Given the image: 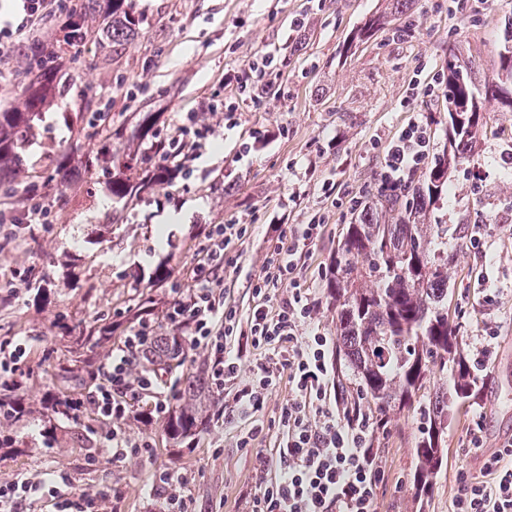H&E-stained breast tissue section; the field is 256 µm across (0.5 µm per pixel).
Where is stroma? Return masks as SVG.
I'll list each match as a JSON object with an SVG mask.
<instances>
[{
    "mask_svg": "<svg viewBox=\"0 0 512 512\" xmlns=\"http://www.w3.org/2000/svg\"><path fill=\"white\" fill-rule=\"evenodd\" d=\"M131 6L140 33L120 54L105 44L64 52L73 93L109 105L116 127L136 112L160 113L161 137L176 113L198 112L216 100L237 103V122L219 129L191 177L126 205L112 200L111 162H99L79 185L64 188L62 211L44 229L54 241L50 251L26 237L0 248V275L13 282L0 288V344L24 342L27 386L25 414L6 429L15 446L0 449V483L62 469L75 489L106 497L117 512H145L153 474L181 469L192 475L189 512H241L239 494L251 481L257 451L273 448L280 437L287 387L257 413L263 433L255 447H238L239 419L220 425L206 417L191 443L174 444L161 422L135 417L130 434L153 439L152 452L94 466L86 437L91 415L62 418L46 406L45 395L82 392L76 379L64 378V369L98 365L119 344L123 333L115 324L133 315L144 287L164 304L166 286L154 273L162 267L169 279L182 278L194 257L196 228L205 222L249 227L235 247L237 268L224 270V302L244 316L272 217L284 214L299 224L327 214L321 238L301 264L320 300L319 323L336 336L329 261L353 218L350 199L368 202L378 195L380 144L419 117L433 122V155L444 149L438 121L448 111L446 97L404 106L409 84L446 74L452 56L471 67L474 82L495 79L501 21L512 14V0H484L478 7L472 0H410L404 15L349 51L344 45L352 33L386 12L388 0H131ZM303 15L309 26L300 36L290 24ZM402 26L407 35L396 36ZM270 50L286 57L288 70L256 105L225 84L224 74ZM482 110L486 126L468 159L451 170L450 194L436 218L467 239L461 247L448 244V292L460 348L471 354L492 336L490 365L479 399L452 412L447 463L428 498H418L413 485L417 418L404 413L388 423L378 439L385 471L380 512H448L460 471L480 467L466 446L473 420L483 423L487 450L512 437V111L493 101ZM327 179L336 184L331 200L321 192ZM296 189L301 197L292 207L288 196ZM178 213L181 224L158 240L163 219ZM30 276L39 289L28 287ZM106 324L115 328L110 343L84 338L87 326Z\"/></svg>",
    "mask_w": 512,
    "mask_h": 512,
    "instance_id": "obj_1",
    "label": "stroma"
}]
</instances>
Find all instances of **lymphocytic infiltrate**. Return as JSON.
Here are the masks:
<instances>
[{"instance_id": "1", "label": "lymphocytic infiltrate", "mask_w": 512, "mask_h": 512, "mask_svg": "<svg viewBox=\"0 0 512 512\" xmlns=\"http://www.w3.org/2000/svg\"><path fill=\"white\" fill-rule=\"evenodd\" d=\"M75 0H16L11 21L0 25V58L16 52L22 35L36 46L47 42V18H63ZM284 62L265 56L239 65L227 76L241 93L256 99L284 78ZM237 108L210 106L205 112H181L171 124L169 148L145 176L163 169L169 178L189 172L206 153L221 126L234 125ZM431 136L423 121L404 128L384 149L381 177L393 186L408 183L431 152ZM60 206L59 192L27 193L0 203V228L19 236L22 229L48 224ZM325 216L312 217L291 233L280 234L266 255L252 289L253 305L246 320L226 306L224 259L247 232L241 224H203L197 232L195 258L187 279L172 281L161 316L141 312L130 319L120 344L100 363L91 390L79 396L48 395L55 413L77 419L91 413L101 424L100 447L112 462L151 451L150 438L131 437L132 417L154 422L171 411L173 384L141 364L162 326L178 330L207 355L209 391L222 399L227 384L235 391L229 407H218L216 419L248 418L238 445L252 447L261 432L252 418L280 385L289 395L280 408L282 437L274 453H257L254 482L243 495L242 512H378V487L384 479L376 445L380 426L366 413H349L337 395L331 339L316 321L318 301L301 275L298 260L321 236ZM245 338L258 356L247 378L239 376L233 337ZM467 446L479 454L481 467L461 473L448 512H512V437L484 453L482 422L468 432ZM191 476L164 470L154 474L150 501L156 512H186L185 490ZM47 490L56 512H107L105 498L75 490L69 475L56 471L47 478H24L0 484V512H21L31 494Z\"/></svg>"}]
</instances>
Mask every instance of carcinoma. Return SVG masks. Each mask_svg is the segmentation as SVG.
I'll return each instance as SVG.
<instances>
[{
  "instance_id": "1",
  "label": "carcinoma",
  "mask_w": 512,
  "mask_h": 512,
  "mask_svg": "<svg viewBox=\"0 0 512 512\" xmlns=\"http://www.w3.org/2000/svg\"><path fill=\"white\" fill-rule=\"evenodd\" d=\"M102 12L111 18L112 52L118 53L137 32L139 20L129 0H77L69 15L57 24L59 48L97 41L87 17ZM385 16L369 18L355 30L353 46L385 25ZM506 38L497 52L496 85L512 88V15L505 19ZM448 120L447 145L436 162L418 179L391 191L381 188L376 203L364 207L342 231L330 261L327 293L336 305L339 351L356 377L355 410L366 401L389 423L407 410L418 418L414 483L429 487L447 461L448 406L464 405L478 393L480 369L467 361L458 343V325L448 307V237L454 229L431 220L434 210L448 197V171L467 158L471 145L484 128L480 100L493 89L476 88L472 77L454 60L445 76ZM70 84L56 66H46L23 86L14 105L0 110V178L15 167L28 178L51 183L70 169L71 145L84 138L99 142L100 151L113 154L115 174L112 199L121 202L168 185L164 172L153 180L135 173L138 162L112 153V140L131 132L148 140L156 151V117L151 112L134 116L131 129L113 132L103 112L92 111V100L79 96L75 108L62 113L72 132L71 144H61L42 156H28V134L53 99H65ZM183 337L166 330L153 342L151 357L184 362ZM185 401L164 422L168 440L177 442L198 431L212 398L208 376L200 369L185 380Z\"/></svg>"
}]
</instances>
